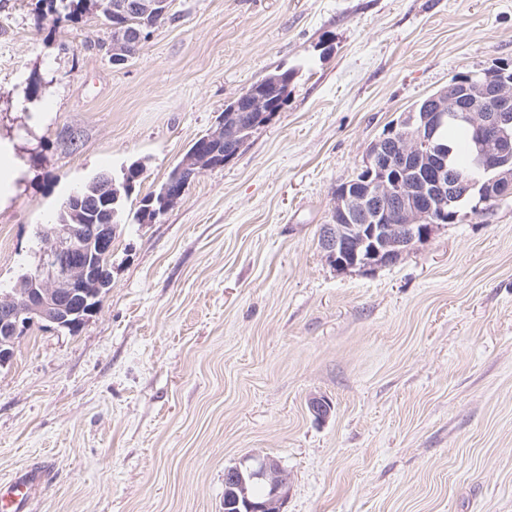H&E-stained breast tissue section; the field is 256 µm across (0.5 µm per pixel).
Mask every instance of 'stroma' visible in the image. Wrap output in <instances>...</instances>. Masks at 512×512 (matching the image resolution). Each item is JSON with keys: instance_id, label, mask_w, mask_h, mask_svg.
<instances>
[{"instance_id": "35a3bbf8", "label": "stroma", "mask_w": 512, "mask_h": 512, "mask_svg": "<svg viewBox=\"0 0 512 512\" xmlns=\"http://www.w3.org/2000/svg\"><path fill=\"white\" fill-rule=\"evenodd\" d=\"M171 12L116 66L99 8L55 24L0 0V134L30 161L0 210V286L34 268L69 194L143 166L97 311L73 333L34 322L0 367V482L45 470L35 512H224L225 468L260 454L290 474L284 512H512V198L370 272L320 245L387 126L457 74L512 66V0ZM280 69L282 111L136 223L225 106ZM32 77L49 109L35 129Z\"/></svg>"}]
</instances>
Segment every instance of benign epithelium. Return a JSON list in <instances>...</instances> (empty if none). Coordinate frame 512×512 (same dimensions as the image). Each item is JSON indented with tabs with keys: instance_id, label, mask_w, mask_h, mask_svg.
Here are the masks:
<instances>
[{
	"instance_id": "1",
	"label": "benign epithelium",
	"mask_w": 512,
	"mask_h": 512,
	"mask_svg": "<svg viewBox=\"0 0 512 512\" xmlns=\"http://www.w3.org/2000/svg\"><path fill=\"white\" fill-rule=\"evenodd\" d=\"M106 15L124 16L112 24L105 45L112 63L121 64L136 54L147 32L133 25L131 17H163L168 0H101ZM454 118L473 128L478 160L482 168L495 172L485 182L483 193L491 201L512 198V87L507 83L482 87L469 95L462 107L449 96L433 112L406 117L403 126L414 133L410 144H400L396 128L382 136L379 147L366 152L363 166L370 172L363 187L352 194L336 196V211L350 214L347 223L325 224L321 248L340 269L370 270L396 263L432 231L448 223V213L458 200L464 181L448 171L447 159L434 144V136L445 120ZM238 125L219 126L205 139L234 142ZM214 168L212 153L198 146L181 169L192 176ZM80 224H58L52 228L34 274L15 292L0 294V366L13 354L15 341L36 321H48L72 332L92 315L111 283L103 257L112 250L115 226L93 225V234L79 237ZM265 481L269 492L261 501L252 499L250 486ZM288 472L269 456L246 455L225 470L224 508L238 512H284L288 498Z\"/></svg>"
}]
</instances>
